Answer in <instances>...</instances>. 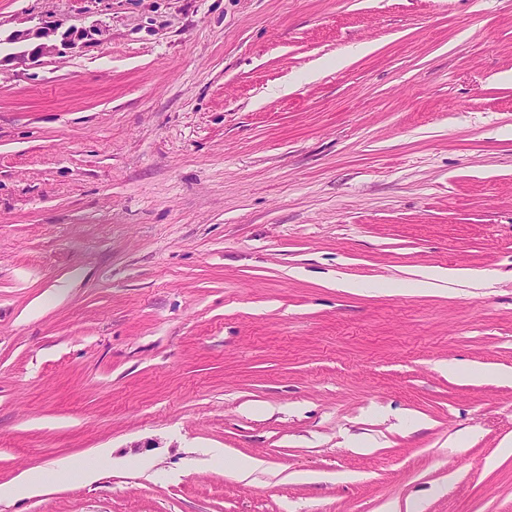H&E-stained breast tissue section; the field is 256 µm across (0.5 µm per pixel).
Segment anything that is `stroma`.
<instances>
[{
    "mask_svg": "<svg viewBox=\"0 0 512 512\" xmlns=\"http://www.w3.org/2000/svg\"><path fill=\"white\" fill-rule=\"evenodd\" d=\"M508 72L512 0H0V512H512ZM42 29L34 34L30 32H21L15 33L7 40H10L14 43H20L31 39V36L34 38L41 40L38 44H36L33 48L29 50H25L20 54V57L25 58L27 56L28 60L36 62L39 58L45 55H59L65 54L66 50L74 48L79 37L77 34L72 33L67 30L60 35V39H58V26L54 27H43ZM59 41V43H57ZM50 479L48 473H38L12 484L0 485V499L13 498L27 494L33 487L44 484Z\"/></svg>",
    "mask_w": 512,
    "mask_h": 512,
    "instance_id": "stroma-1",
    "label": "stroma"
}]
</instances>
